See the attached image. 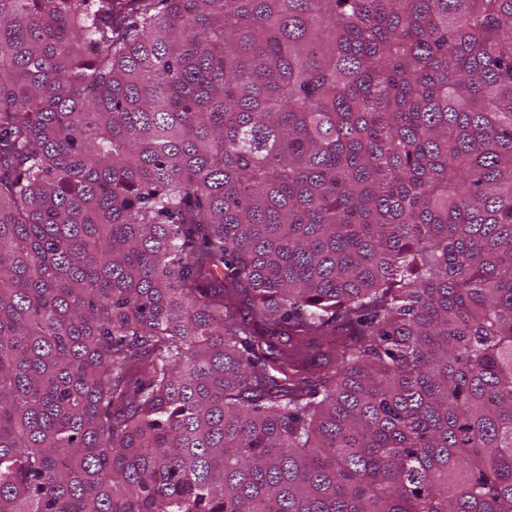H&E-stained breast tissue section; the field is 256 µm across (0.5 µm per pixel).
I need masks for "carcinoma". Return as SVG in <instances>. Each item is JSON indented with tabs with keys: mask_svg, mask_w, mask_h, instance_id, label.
Listing matches in <instances>:
<instances>
[{
	"mask_svg": "<svg viewBox=\"0 0 512 512\" xmlns=\"http://www.w3.org/2000/svg\"><path fill=\"white\" fill-rule=\"evenodd\" d=\"M0 512H512V0H0Z\"/></svg>",
	"mask_w": 512,
	"mask_h": 512,
	"instance_id": "cac0c4a2",
	"label": "carcinoma"
}]
</instances>
